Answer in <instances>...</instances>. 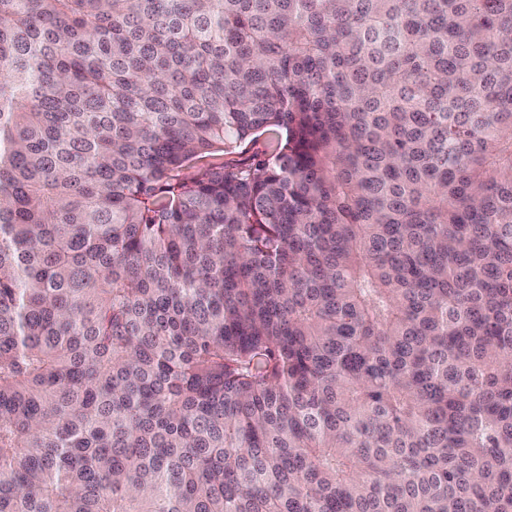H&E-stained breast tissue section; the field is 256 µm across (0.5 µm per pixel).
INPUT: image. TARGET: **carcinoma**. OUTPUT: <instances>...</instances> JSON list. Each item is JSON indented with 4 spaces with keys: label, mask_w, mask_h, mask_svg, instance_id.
<instances>
[{
    "label": "carcinoma",
    "mask_w": 512,
    "mask_h": 512,
    "mask_svg": "<svg viewBox=\"0 0 512 512\" xmlns=\"http://www.w3.org/2000/svg\"><path fill=\"white\" fill-rule=\"evenodd\" d=\"M0 512H512V0H0ZM273 145V135L266 132L262 133L252 140L242 143L231 154L218 153V156L197 158L190 163L187 173L196 172L199 168L207 167L211 163L224 162L228 164H246L264 153L271 151Z\"/></svg>",
    "instance_id": "cac0c4a2"
}]
</instances>
